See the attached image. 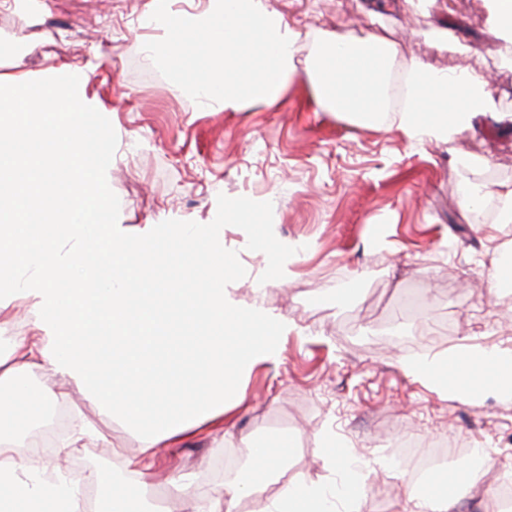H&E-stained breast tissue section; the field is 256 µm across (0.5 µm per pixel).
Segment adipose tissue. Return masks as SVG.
Segmentation results:
<instances>
[{
  "instance_id": "adipose-tissue-1",
  "label": "adipose tissue",
  "mask_w": 512,
  "mask_h": 512,
  "mask_svg": "<svg viewBox=\"0 0 512 512\" xmlns=\"http://www.w3.org/2000/svg\"><path fill=\"white\" fill-rule=\"evenodd\" d=\"M151 0L146 22L159 38L148 58L173 90L204 109L241 112L275 105L304 69L318 110L377 124L390 116L408 140L447 142L473 117L497 108L492 81L479 70L437 68L416 60L401 75L403 104L389 112L386 82L394 44L321 36L303 67L299 33L268 0ZM82 69L55 64L45 78L0 70V312L28 303L33 333L0 358V512H76L78 488L23 465L11 446L38 398L24 386L33 369L77 379L109 413L141 435L136 482L93 475L101 512H153L143 477L160 448L187 433L224 427L241 402L240 381L271 358L291 326L260 305H240L224 284L236 259L218 225L175 224L165 234L127 237L107 223L109 189L99 166L112 155L105 112ZM403 370L466 396L491 391L512 401V349L473 348L424 355ZM282 436L247 451V464L214 498L210 512H232L285 466ZM324 452L341 475L332 485L288 483L272 512H362L363 474L336 439ZM479 469L453 470L409 488L414 512H455L471 496Z\"/></svg>"
}]
</instances>
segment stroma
<instances>
[{
	"label": "stroma",
	"instance_id": "1",
	"mask_svg": "<svg viewBox=\"0 0 512 512\" xmlns=\"http://www.w3.org/2000/svg\"><path fill=\"white\" fill-rule=\"evenodd\" d=\"M150 0H41L39 22L0 9V63L40 73L53 63L86 69L108 108L112 223L129 236L165 224H223L237 272L226 283L241 304L291 319L276 355L243 377L244 401L220 432H201L158 455L149 487L170 512H209L243 448L285 434L294 452L279 480L240 499L234 512H269L282 484L337 480L323 452L341 441L363 465V512H406L413 459L447 445L448 468L472 449L486 455L480 501L512 474V403L493 392L460 399L407 375L405 358L472 347L512 348V288L490 285L489 256L512 235L498 221L497 192L512 185V132L492 115L448 143L419 144L384 124L318 111L304 74L274 106L208 112L167 89L144 51L158 36ZM300 33L308 54L323 33L387 37L396 67L423 60L479 68L512 113V42L493 26L486 0H269ZM482 200L462 209V190ZM262 200L271 251L252 248L250 218L224 220L228 201ZM284 283L256 291L270 265ZM34 381L67 422L35 460L47 474L122 477L142 442L74 380L51 370ZM189 475L190 497L173 476Z\"/></svg>",
	"mask_w": 512,
	"mask_h": 512
}]
</instances>
